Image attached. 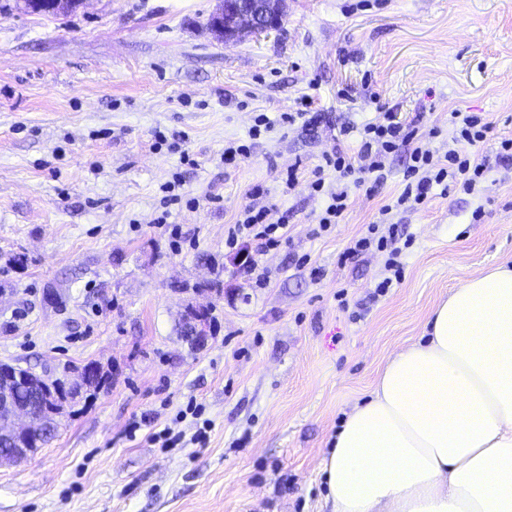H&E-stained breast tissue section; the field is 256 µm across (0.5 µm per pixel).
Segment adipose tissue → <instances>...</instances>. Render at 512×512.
I'll return each instance as SVG.
<instances>
[{
	"label": "adipose tissue",
	"instance_id": "1",
	"mask_svg": "<svg viewBox=\"0 0 512 512\" xmlns=\"http://www.w3.org/2000/svg\"><path fill=\"white\" fill-rule=\"evenodd\" d=\"M322 471L333 512H512V266L433 310L391 358Z\"/></svg>",
	"mask_w": 512,
	"mask_h": 512
}]
</instances>
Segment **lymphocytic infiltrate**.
<instances>
[{
  "label": "lymphocytic infiltrate",
  "instance_id": "f902f5d3",
  "mask_svg": "<svg viewBox=\"0 0 512 512\" xmlns=\"http://www.w3.org/2000/svg\"><path fill=\"white\" fill-rule=\"evenodd\" d=\"M448 122L452 127V145L438 158L422 144L415 125L398 121L393 111L383 112L363 125L356 154H349L340 146L334 147L324 155L323 165L317 167L308 183L311 195L325 201L314 217L319 231L323 232L330 225L341 223L348 209L350 187L375 189L386 178L389 156L405 152L401 193L393 204L382 206L381 221L370 224L366 234L354 239L344 254L345 259L351 260L373 249L388 252L387 275L376 285V295H385L394 282L399 281L402 270L398 245L402 231L398 225L385 222V215L394 209L424 207L434 192H447L453 185L461 187L464 193H474L492 163H512L511 138L499 141L494 158L479 156L477 148L487 141L493 125L477 113L454 110ZM266 218V207L256 202L246 205L227 231V247H236L243 240L253 242L260 253L277 247L282 239L280 227L267 223Z\"/></svg>",
  "mask_w": 512,
  "mask_h": 512
}]
</instances>
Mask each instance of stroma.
Masks as SVG:
<instances>
[{"label": "stroma", "instance_id": "stroma-1", "mask_svg": "<svg viewBox=\"0 0 512 512\" xmlns=\"http://www.w3.org/2000/svg\"><path fill=\"white\" fill-rule=\"evenodd\" d=\"M217 5L0 9V362L112 374L49 444L0 467V512H333L321 463L347 415L452 288L512 265V170L494 162L478 192L390 214L413 243L379 297L386 253L340 256L398 193L404 153L318 236L322 200L279 177L311 173L340 129L356 144L387 108L437 155L451 110L487 115L493 161L512 138V0H285L277 31L234 43L206 27ZM304 95L314 123L225 165L257 115ZM256 190L287 225L257 258L262 286L224 246ZM190 300L216 307L201 349L177 332ZM192 401L213 425L203 445Z\"/></svg>", "mask_w": 512, "mask_h": 512}]
</instances>
